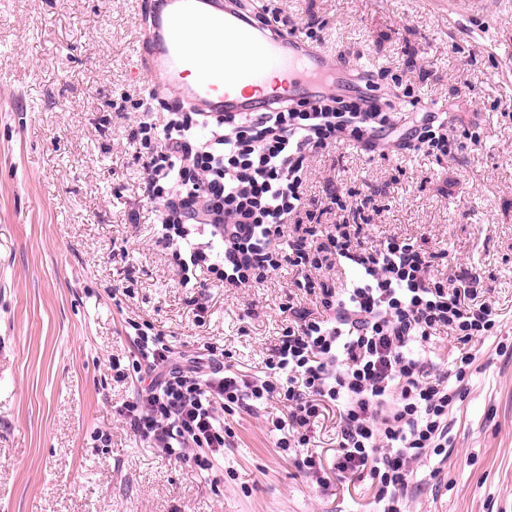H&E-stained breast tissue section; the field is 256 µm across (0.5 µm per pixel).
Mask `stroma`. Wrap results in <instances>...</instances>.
<instances>
[{
	"label": "stroma",
	"mask_w": 512,
	"mask_h": 512,
	"mask_svg": "<svg viewBox=\"0 0 512 512\" xmlns=\"http://www.w3.org/2000/svg\"><path fill=\"white\" fill-rule=\"evenodd\" d=\"M146 0H0V512H374L368 481L322 490L277 448L267 412L235 416L224 481L162 458L119 416L133 394L128 321L180 353L204 343L250 377L318 294L285 270L253 288L206 270L183 286L156 242L157 206L137 152L148 96ZM311 34L328 62L369 71L380 97L446 106L454 155L311 157L314 208L370 195L362 236L410 238L432 274L466 269L501 320L475 341L467 390L448 415V453L416 464L405 512H512V0H262Z\"/></svg>",
	"instance_id": "35a3bbf8"
}]
</instances>
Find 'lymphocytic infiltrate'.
<instances>
[{
  "mask_svg": "<svg viewBox=\"0 0 512 512\" xmlns=\"http://www.w3.org/2000/svg\"><path fill=\"white\" fill-rule=\"evenodd\" d=\"M441 126L436 113L420 112L397 130L380 99L362 95L300 99L245 116L175 104L163 123L141 121L147 195L163 207L158 242L182 283L204 267L214 282L246 288L290 267L299 287L319 289L321 309L288 304L292 325L267 359L265 378L255 381L213 344L178 354L163 332L134 325L127 375L139 387L120 414L135 436L218 481L228 417L277 402L287 410L274 423L277 447L299 454L304 472L323 486V466L308 448L333 406L336 477L368 476L378 512H402L415 464L446 452L448 414L475 360L471 342L494 335L500 320L490 304L467 302L478 292L475 277L456 273L449 285L435 279L432 255L412 239L389 236L364 247L370 197L337 201L349 218L327 224L304 186L310 157L344 142L370 153L389 140L407 152L451 155L458 144ZM298 214L306 223L286 239ZM337 267L345 275L338 287L309 275ZM443 331L456 354L437 373L421 349Z\"/></svg>",
  "mask_w": 512,
  "mask_h": 512,
  "instance_id": "obj_1",
  "label": "lymphocytic infiltrate"
}]
</instances>
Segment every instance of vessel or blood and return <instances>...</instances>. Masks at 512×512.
<instances>
[{
  "label": "vessel or blood",
  "instance_id": "1",
  "mask_svg": "<svg viewBox=\"0 0 512 512\" xmlns=\"http://www.w3.org/2000/svg\"><path fill=\"white\" fill-rule=\"evenodd\" d=\"M145 46L153 93L212 115H245L274 100L351 92L360 77L329 64L298 30L266 28L232 0H155Z\"/></svg>",
  "mask_w": 512,
  "mask_h": 512
}]
</instances>
